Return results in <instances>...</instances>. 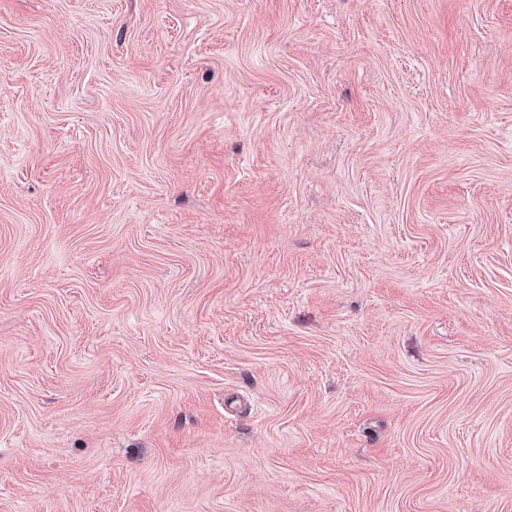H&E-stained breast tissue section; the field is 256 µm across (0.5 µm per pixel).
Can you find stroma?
Returning a JSON list of instances; mask_svg holds the SVG:
<instances>
[{
    "mask_svg": "<svg viewBox=\"0 0 512 512\" xmlns=\"http://www.w3.org/2000/svg\"><path fill=\"white\" fill-rule=\"evenodd\" d=\"M0 512H512V0H0Z\"/></svg>",
    "mask_w": 512,
    "mask_h": 512,
    "instance_id": "1",
    "label": "stroma"
}]
</instances>
